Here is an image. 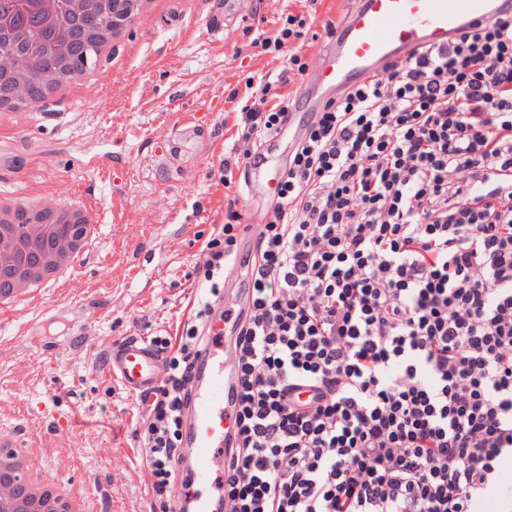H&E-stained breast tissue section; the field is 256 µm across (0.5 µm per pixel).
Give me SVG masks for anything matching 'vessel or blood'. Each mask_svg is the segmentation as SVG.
I'll return each mask as SVG.
<instances>
[{
  "label": "vessel or blood",
  "instance_id": "obj_1",
  "mask_svg": "<svg viewBox=\"0 0 512 512\" xmlns=\"http://www.w3.org/2000/svg\"><path fill=\"white\" fill-rule=\"evenodd\" d=\"M509 12L512 0H354L334 41L313 60L304 84L322 100L337 98L389 63L405 60L413 50L448 46L472 25ZM184 148V141L176 140L153 155L159 183L168 181ZM227 309V303L217 302L189 383L185 450L176 460L177 470L188 472L189 482L176 491L175 512H221L222 499L212 488L238 388V353L224 342ZM162 371L160 353L142 336L113 346L105 358L108 381L131 397L153 390Z\"/></svg>",
  "mask_w": 512,
  "mask_h": 512
}]
</instances>
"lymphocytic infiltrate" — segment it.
<instances>
[{
    "mask_svg": "<svg viewBox=\"0 0 512 512\" xmlns=\"http://www.w3.org/2000/svg\"><path fill=\"white\" fill-rule=\"evenodd\" d=\"M235 116L260 144L270 84ZM232 324L224 512H474L512 451V15L423 48L312 113ZM209 239L194 303L154 337L164 376L136 424L150 487L177 477L202 328L243 230Z\"/></svg>",
    "mask_w": 512,
    "mask_h": 512,
    "instance_id": "obj_1",
    "label": "lymphocytic infiltrate"
}]
</instances>
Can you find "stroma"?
Returning <instances> with one entry per match:
<instances>
[{"instance_id": "obj_1", "label": "stroma", "mask_w": 512, "mask_h": 512, "mask_svg": "<svg viewBox=\"0 0 512 512\" xmlns=\"http://www.w3.org/2000/svg\"><path fill=\"white\" fill-rule=\"evenodd\" d=\"M351 5L236 0L218 38L205 0H164L96 65L94 81L40 106L32 122L0 126V191L45 203L80 195L98 216L99 236L71 276L0 313V434L37 436L44 472L83 492L92 512L156 507L149 451L133 435L138 400L101 377L106 352L129 336L175 330L228 200L244 223L271 216L269 197L251 194L243 174L224 179L225 157L247 148L224 123L228 96L247 77H276L289 53L309 62L331 41L325 21H341ZM188 114L205 123L209 145L185 153L158 185L151 150L176 138ZM109 151L123 164L105 179L91 165ZM74 417L70 437L57 424Z\"/></svg>"}]
</instances>
